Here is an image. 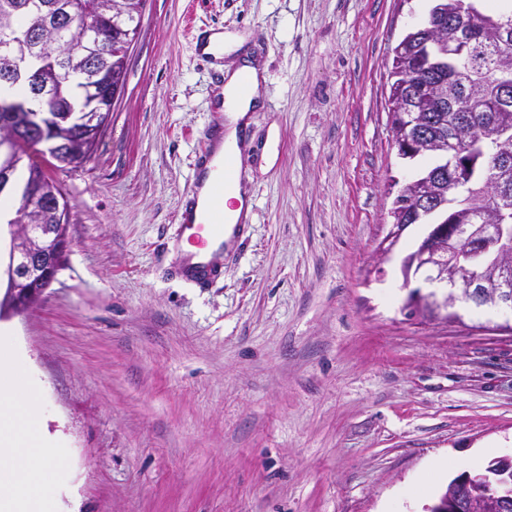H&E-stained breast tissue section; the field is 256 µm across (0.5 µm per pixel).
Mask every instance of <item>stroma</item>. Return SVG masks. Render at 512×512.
Returning a JSON list of instances; mask_svg holds the SVG:
<instances>
[{
  "label": "stroma",
  "mask_w": 512,
  "mask_h": 512,
  "mask_svg": "<svg viewBox=\"0 0 512 512\" xmlns=\"http://www.w3.org/2000/svg\"><path fill=\"white\" fill-rule=\"evenodd\" d=\"M427 6L145 0L90 159L51 172L68 260L6 322L63 458L56 512H424L512 454L507 316L411 313L431 288L401 261L425 225L378 256L415 172L393 143L392 50ZM196 29L249 34L265 75L238 159L251 220L205 287L177 235L223 82Z\"/></svg>",
  "instance_id": "35a3bbf8"
}]
</instances>
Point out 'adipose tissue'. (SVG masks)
Instances as JSON below:
<instances>
[{
	"instance_id": "adipose-tissue-1",
	"label": "adipose tissue",
	"mask_w": 512,
	"mask_h": 512,
	"mask_svg": "<svg viewBox=\"0 0 512 512\" xmlns=\"http://www.w3.org/2000/svg\"><path fill=\"white\" fill-rule=\"evenodd\" d=\"M250 92L240 95L241 80ZM226 118L217 158L239 156L248 112L261 102V74L255 61L227 74L222 90ZM37 391L16 378L10 341L0 336V512H50L48 478L58 458L38 414Z\"/></svg>"
}]
</instances>
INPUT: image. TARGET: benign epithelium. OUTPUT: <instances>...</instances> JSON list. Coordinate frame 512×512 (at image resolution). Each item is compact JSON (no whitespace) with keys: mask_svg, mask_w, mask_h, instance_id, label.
I'll use <instances>...</instances> for the list:
<instances>
[{"mask_svg":"<svg viewBox=\"0 0 512 512\" xmlns=\"http://www.w3.org/2000/svg\"><path fill=\"white\" fill-rule=\"evenodd\" d=\"M467 14L471 22L454 23V36L446 38L442 28L435 23L438 14L430 16L422 24L431 33V42L448 47V59L454 63L452 78L460 84L469 85L467 106H475L487 100L485 81L471 78L465 57L473 44L474 34L483 19V13L470 5ZM497 55L502 72L512 71V39L503 37L497 43ZM25 66L12 60L0 69V80L17 84L27 78L31 91L27 98L14 103L18 112L28 115L27 123L11 127L0 138V191L11 185L13 162L19 145L27 137L45 138V112L48 95L33 74L25 76ZM393 111L402 112L405 132L395 139L398 155L403 159H414L427 152L449 159L445 167L417 177L408 184L407 193L415 214L429 213L448 205V220L431 225L423 243L409 255L403 265L404 283L422 276L424 280L445 289L442 296L430 293L426 296L412 293L414 306L425 312H446L453 315L458 302L468 301L477 306H494L512 311V226L497 221V208L501 200L500 188L487 184L480 188L483 200L481 209L483 223L458 224L454 220L461 207L469 206L471 199L455 191L456 179L468 175L474 158L484 152L487 144L493 145L499 154H512V131L504 128H483L475 131L466 126L465 120L450 131L446 137H433L425 126L421 109L415 101L402 96L392 98ZM51 122L61 125L71 121L72 114L66 107L52 110ZM41 201L45 209L53 214L60 210L62 200L57 191L39 181L21 195V205L30 201ZM407 225L393 224L380 247L382 256H387L397 244ZM56 228L53 224H18L12 232L9 263L5 270V305L0 307V320L21 314L38 302L63 268V257L67 247L56 245ZM494 257L490 270L480 273L474 267H466L461 258L472 255L471 249ZM482 481L486 495L493 499L501 512H512V454L494 458L487 473L478 476L465 471L452 481L448 494L426 512H471L469 489L476 481Z\"/></svg>","mask_w":512,"mask_h":512,"instance_id":"obj_1","label":"benign epithelium"}]
</instances>
